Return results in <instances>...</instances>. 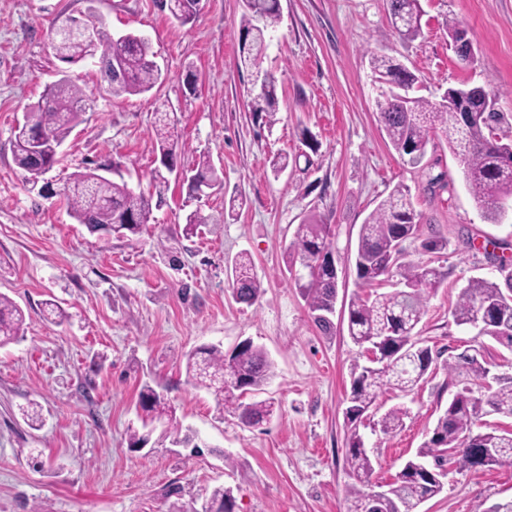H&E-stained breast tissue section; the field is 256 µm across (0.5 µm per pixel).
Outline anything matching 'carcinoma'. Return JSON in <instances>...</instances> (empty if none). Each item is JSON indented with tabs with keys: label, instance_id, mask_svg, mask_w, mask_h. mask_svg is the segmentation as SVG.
I'll return each instance as SVG.
<instances>
[{
	"label": "carcinoma",
	"instance_id": "obj_1",
	"mask_svg": "<svg viewBox=\"0 0 512 512\" xmlns=\"http://www.w3.org/2000/svg\"><path fill=\"white\" fill-rule=\"evenodd\" d=\"M387 2L399 35L407 41L415 40L420 34V0ZM200 3L167 0V7L175 20L186 25L199 13ZM88 20L95 30L92 43L83 35ZM279 20V0H243L241 63L251 72L259 70L270 31ZM50 34L52 48L63 62L73 64L98 57L101 76L115 97L147 93L161 79L151 43L143 36L128 33L115 39L90 16L84 20L61 15L51 22ZM372 64L384 91L393 94L392 102L379 117L394 149L416 167L423 161L432 136L441 132L462 165L467 190L483 218L498 222L505 205L512 202V135L503 133L494 142L490 136L507 124L508 118L502 112H484L479 120L465 125L456 107L464 89H448L439 103L424 97L403 99L394 96L396 86H413L416 76L386 57L374 56ZM277 101L275 79L264 72L261 86L249 103L253 116L274 125ZM90 109L89 98L67 74L48 85L40 99L26 107L23 123L14 135L12 154L16 166L30 174L26 182L38 190V195L47 188L42 176L57 163L53 146L63 144ZM153 133L161 160L174 161L185 152L186 144L171 125L168 113L156 112ZM166 171L172 172L168 164L151 172V190L145 193L134 191L124 181L103 177L95 168H85L71 173L57 194L66 199L69 214L90 230L135 235L148 223L152 208L164 203L169 187ZM192 179L211 187L222 185L217 169L206 156L197 163ZM224 221V212L205 215L195 210L186 217L185 232L189 235L201 224ZM420 224L409 190L397 187L360 226L355 271L363 293L354 295L348 303L347 329L352 341L361 347L381 342L378 354L382 366L370 369L356 364L351 368L345 462L354 483L349 488L348 512H417L420 504L444 490L448 465L468 470L512 464V430H479L481 419L490 410L512 416V377H498L497 386L487 387L480 396L468 386L458 391L438 417L428 440L386 485L381 500H373L374 467L357 431V421L376 405L383 390L413 392L434 362L431 348L420 344L416 328L429 294L441 283L443 274L427 263L404 261V242L417 236ZM330 238L331 225L313 218L297 225L294 239L286 248L291 262L302 268L295 284L315 324L326 336L333 333L329 315L335 311L337 293L336 271L321 262L322 254L331 250ZM500 271L505 273V286L482 278L470 280L461 289L452 315L457 325L478 324L480 334L512 347V269L503 264ZM394 276L400 277L405 289L377 292V287ZM261 292L251 258L240 254L233 267L232 295L240 303L252 304ZM24 322V311L0 294V346L14 342ZM446 366L450 373L481 384L487 382L489 368L480 348L458 354ZM186 372L194 386L211 393L219 405L237 414L248 426L263 423L275 411L272 398L242 401L244 394L262 390L275 375L274 362L250 340L241 342L229 355L216 347L191 354ZM139 406L142 427L166 423L163 436L172 438V443L197 447L193 435L181 433L173 424L174 408L163 394L145 385ZM406 417V409L393 407L381 416L378 425L384 434H393L403 428ZM208 503L216 507V512H232L231 490L214 488Z\"/></svg>",
	"mask_w": 512,
	"mask_h": 512
}]
</instances>
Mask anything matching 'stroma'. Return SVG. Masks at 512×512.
<instances>
[{
  "label": "stroma",
  "instance_id": "obj_1",
  "mask_svg": "<svg viewBox=\"0 0 512 512\" xmlns=\"http://www.w3.org/2000/svg\"><path fill=\"white\" fill-rule=\"evenodd\" d=\"M422 32L397 33L387 0H280L281 18L261 62L277 80L274 125L248 107L251 73L240 62L241 0H201L194 23L174 20L158 0H0V294L25 312L18 341L0 348V512H196L217 486L230 488L235 512H347L345 464L354 364H366L348 337L344 311L357 291L354 252L365 217L397 186L410 189L422 224L405 244L409 260H431L444 274L417 328L437 359L411 394L384 392L359 432L373 481H393L429 437L465 378L445 363L484 345L492 374L512 376V348L455 323L452 310L468 281L502 282L512 259V220L487 223L472 201L459 161L435 136L420 166L403 163L378 119L370 59L406 66L416 95L439 101L448 88L480 87L512 116V0H420ZM93 15L112 36L148 37L163 81L150 93L108 94L93 60L64 66L46 31L59 14ZM458 22L476 51L462 64L445 24ZM193 65L195 89L184 84ZM76 76L94 102L61 147L49 176L104 166L134 190H148L158 150L151 134L165 107L186 144L180 164L209 156L223 189L192 194L170 177L167 202L140 235L90 232L60 199L31 191L14 163L12 141L28 104L60 70ZM294 164L267 176L269 159ZM443 184H434V177ZM242 195L233 220L186 236L195 210H223ZM330 224L340 259L336 334L322 336L294 283L285 250L308 216ZM447 240L427 254L429 238ZM249 253L262 286L253 305L232 296L235 257ZM66 312L50 322L47 301ZM275 364L263 390L274 416L248 427L213 395L187 380V356L243 340ZM163 392L182 429L197 433L198 454L152 434L129 445L139 427L143 385ZM42 424L23 415L30 402ZM404 406V428L380 432L382 410ZM512 500V465L450 472L441 494L420 512H476Z\"/></svg>",
  "mask_w": 512,
  "mask_h": 512
}]
</instances>
